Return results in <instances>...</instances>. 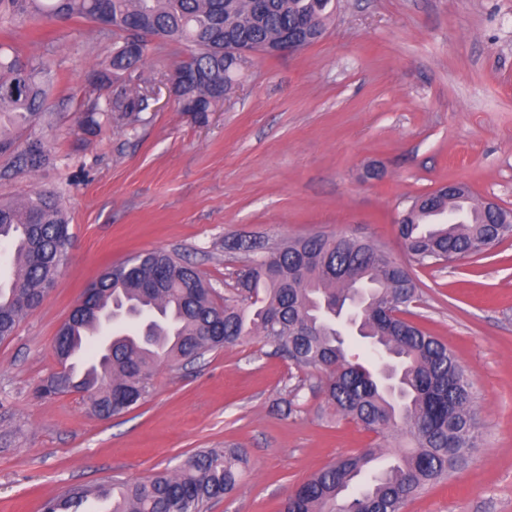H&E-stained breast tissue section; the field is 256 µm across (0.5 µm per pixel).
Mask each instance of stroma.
<instances>
[{"label": "stroma", "instance_id": "1", "mask_svg": "<svg viewBox=\"0 0 512 512\" xmlns=\"http://www.w3.org/2000/svg\"><path fill=\"white\" fill-rule=\"evenodd\" d=\"M115 42L83 19L27 21L7 40L51 60L57 113L32 131L49 164L19 171L0 157V201L54 191L71 242L47 299L0 344V512H42L73 487L170 473L203 448L249 461L239 489L207 512H280L334 459L397 449L401 433L378 437L323 412L306 371L258 338L161 367L145 398L108 420L80 393L34 394L59 369L58 329L106 267L162 249L224 297L249 262L233 242L314 233L374 241L410 264L413 321L474 382L481 446L402 512H512V238L422 267L396 232L411 199L448 182L512 209V0H339L321 41L253 55L213 112L180 110L168 76L189 52L153 40L144 121L72 131L69 115ZM370 165L379 178H366Z\"/></svg>", "mask_w": 512, "mask_h": 512}]
</instances>
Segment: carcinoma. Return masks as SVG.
Wrapping results in <instances>:
<instances>
[{
    "instance_id": "obj_1",
    "label": "carcinoma",
    "mask_w": 512,
    "mask_h": 512,
    "mask_svg": "<svg viewBox=\"0 0 512 512\" xmlns=\"http://www.w3.org/2000/svg\"><path fill=\"white\" fill-rule=\"evenodd\" d=\"M336 11V0H269L263 16L249 0H0V27L27 20L67 22L81 18L119 39L96 77L107 91L71 113L77 131L93 133L112 116L128 124L151 105L138 83L148 35L163 45L190 48L171 72L180 111L193 106L211 112L232 89L242 64L224 63V36L244 38L260 52L299 18L321 26ZM57 73L35 60L0 47V155L13 167L36 171L48 163L41 140L30 131L50 123L48 89ZM409 224L397 225L404 251L421 266L479 254L512 236V221L496 223L493 213L441 188L410 203ZM68 219L55 193L39 189L17 202L0 203V249L10 251L12 272L0 280V342L8 341L23 315L39 306L56 281L70 244ZM252 255L239 277L240 291L219 304L199 271L175 254L133 255L105 270L84 292L57 332L56 357L71 367L62 383L49 378L37 393L46 399L79 392L97 416L108 419L136 406L161 365L191 364L210 351L252 337L274 347L308 373L320 374L316 390L334 415L382 435L401 429L408 438L396 454L379 445L342 457L313 473L285 500L281 512H400L430 485L461 470L479 437L473 381L456 356L436 337L404 317L387 318L389 303H409L417 286L402 263L380 244L356 238L310 234L280 247L261 240L237 242ZM356 275L367 306L360 314L361 338L382 350L396 367L400 397L381 376L382 365L350 357L324 300L347 298L343 274ZM118 306L134 317L154 318L112 337L109 352L92 349L102 321ZM246 459L230 448H203L176 473L134 483L103 486L111 512H203L211 501L240 484ZM87 491L44 504L43 512H81Z\"/></svg>"
}]
</instances>
